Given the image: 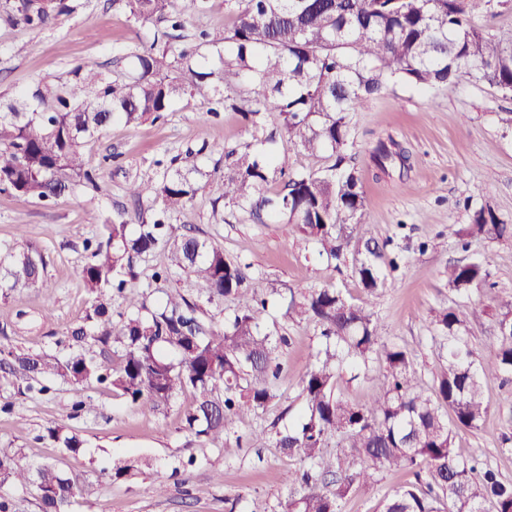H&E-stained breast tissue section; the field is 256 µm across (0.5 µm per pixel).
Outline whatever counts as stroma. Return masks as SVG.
I'll return each mask as SVG.
<instances>
[{
  "mask_svg": "<svg viewBox=\"0 0 512 512\" xmlns=\"http://www.w3.org/2000/svg\"><path fill=\"white\" fill-rule=\"evenodd\" d=\"M65 2L67 11L47 26L0 27V102L41 81H66L86 63L122 77L134 54L149 49L168 30L164 22L133 23L112 0ZM233 21L224 0H208L178 45L208 55L211 68H219L217 54L202 44L199 33L223 31ZM212 96L211 88H204L176 100L160 119L136 127L117 121L88 142L85 156L99 176V191L79 187L46 205L0 190V252L25 241L37 245L45 255L51 288L47 295L0 293L2 351H65L68 330L83 321L89 307L79 270L89 256L86 243L100 228L88 223V211L117 220L133 218L141 209L160 210V201L135 202L125 187L134 180H162L171 159L189 148L199 151L201 167L213 183L173 216L172 224L223 249L246 264L250 276L279 290L261 319L265 330L286 338L277 353L283 373L275 397L224 434L199 439L183 430V410L193 400L188 390L149 409L95 383L79 392L59 378L50 379L43 391L0 383V446L15 449L22 463L53 462L72 475L79 487L73 512H280L289 492L286 476L297 462L274 447L273 438L301 412L298 381L322 345L316 323L288 317L293 295L336 288L355 302H369L384 341L404 349L427 381L441 363L434 320L442 310L455 309L463 318L462 332L483 358H490L496 347L495 313L469 317L472 308L489 305V298L449 288L448 267L488 260L495 292L512 295V238H474L464 248L458 235L472 206L490 205L500 220L512 224V126L503 122L512 110V96L470 78L427 92L392 81L363 111L351 114L355 166L365 197L357 235L384 243L386 257L402 256L372 295L360 283L356 257L340 265L329 262L293 225L255 224L244 211L218 200L215 185L224 178V154L242 148L250 135L238 113L205 114ZM390 135L411 152L410 170L395 164L377 169L371 151ZM487 183L493 190L484 197L480 189ZM164 267L170 268L169 277L154 279ZM138 273L136 287L149 305L179 290L198 301L202 318L216 328L236 307L230 299L199 301L192 279L172 267L164 247L144 255ZM80 397L87 405L77 413L73 403ZM485 397L489 415L479 429L458 431L455 446L462 457H478L512 481V452L505 449L512 438V385L488 377ZM55 425L79 435L84 442L79 453L47 439V428ZM126 461L139 462V470L112 480L113 468ZM160 479L168 484L163 495L153 490ZM412 479L403 470L382 473L358 488L343 512H381L384 497Z\"/></svg>",
  "mask_w": 512,
  "mask_h": 512,
  "instance_id": "obj_1",
  "label": "stroma"
}]
</instances>
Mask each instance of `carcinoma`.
Returning <instances> with one entry per match:
<instances>
[{"label": "carcinoma", "mask_w": 512, "mask_h": 512, "mask_svg": "<svg viewBox=\"0 0 512 512\" xmlns=\"http://www.w3.org/2000/svg\"><path fill=\"white\" fill-rule=\"evenodd\" d=\"M206 0H114L136 23L167 21L183 27L184 17L200 11ZM233 26L222 34L201 33L217 49L221 68L207 67L205 57L170 43L135 56V73L114 79L86 65L64 83L45 81L0 106V188L40 201L68 194L80 183L98 188L85 167V143L119 120L137 126L159 119L172 103L213 85L216 104L237 112L251 130V141L224 154V180L217 185L224 206L245 211L254 224H293L319 254L341 263L349 252L365 255L356 268L372 295L385 275L379 264L383 248L361 241L365 198L361 178L351 165L354 140L349 115L362 110L390 80L419 90L451 86L465 77L512 94V38L484 32L471 20L474 0H227ZM66 9L65 0H24L16 10L0 12V25L17 17L43 25L51 13ZM267 112L283 118L288 149L268 147L260 122ZM326 155L318 171L288 170L291 151ZM378 169L409 156L393 137L372 149ZM178 166L159 183L131 182L135 199H161V212L130 222L88 223L102 231L88 242V261L80 275L92 294L84 323L70 330L71 352H10L0 363L8 373L39 382L58 377L75 390L96 382L122 392L137 406L155 409L178 392L190 390L194 401L183 412V426L197 437L224 432L243 414L267 406L274 398L269 378H277L276 352L283 337L259 330L266 309L264 285L248 266L196 236L176 233L165 217L190 203L205 187L199 153L176 156ZM283 180L271 193L270 183ZM466 236L512 237V225L500 221L485 204L470 212ZM168 246L180 270L210 303L232 297L239 309L221 328L207 327L197 305L173 293L147 315L143 294L130 286L137 276L135 258ZM46 261L27 243L8 253L0 268V288L49 292ZM489 263L448 266V286L483 294ZM121 296L129 312L112 317V295ZM498 309L497 346L484 364L461 334L463 324L452 308L442 311L435 331L447 355L428 386L418 379L410 356L381 340V327L368 303H355L335 288H321L291 298L288 316L310 319L321 327L325 344L299 380L305 399L298 422L276 434L274 445L299 460L288 472L291 492L281 512H341L356 487L384 470L413 472L414 481L387 494L382 512H512V482L491 468L477 472L478 459L461 457L454 446L462 429H476L489 413L483 380L496 376L512 382V298L492 297ZM124 349L113 370L83 350L86 339ZM169 349L177 360L168 358ZM376 375L381 393L367 405L335 394L336 379L347 365ZM343 449L326 451L334 437ZM46 437L71 453L83 441L62 427ZM18 484L35 491L43 512H70L78 489L50 463L23 465L0 448V485Z\"/></svg>", "instance_id": "obj_1"}]
</instances>
